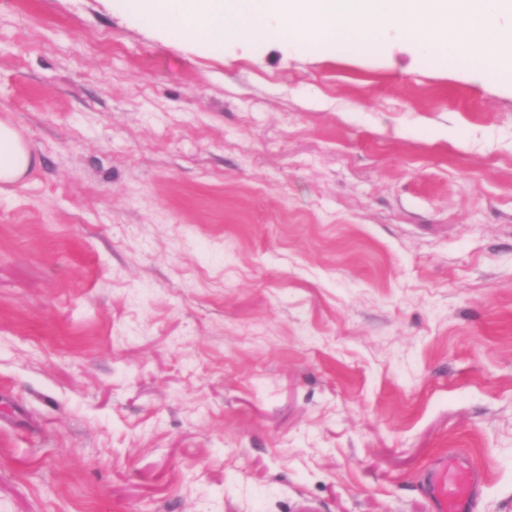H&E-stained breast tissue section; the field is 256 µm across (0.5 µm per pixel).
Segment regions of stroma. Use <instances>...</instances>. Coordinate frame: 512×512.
<instances>
[{
  "instance_id": "obj_1",
  "label": "stroma",
  "mask_w": 512,
  "mask_h": 512,
  "mask_svg": "<svg viewBox=\"0 0 512 512\" xmlns=\"http://www.w3.org/2000/svg\"><path fill=\"white\" fill-rule=\"evenodd\" d=\"M0 0V512H512V74ZM36 164V157L17 129L0 121V183L22 180ZM425 482L436 512H472L480 476L462 459L441 458L427 472Z\"/></svg>"
}]
</instances>
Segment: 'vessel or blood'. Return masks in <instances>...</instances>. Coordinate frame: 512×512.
Returning <instances> with one entry per match:
<instances>
[{"instance_id": "b4317fda", "label": "vessel or blood", "mask_w": 512, "mask_h": 512, "mask_svg": "<svg viewBox=\"0 0 512 512\" xmlns=\"http://www.w3.org/2000/svg\"><path fill=\"white\" fill-rule=\"evenodd\" d=\"M435 512H472L479 474L455 456L441 458L426 474Z\"/></svg>"}]
</instances>
